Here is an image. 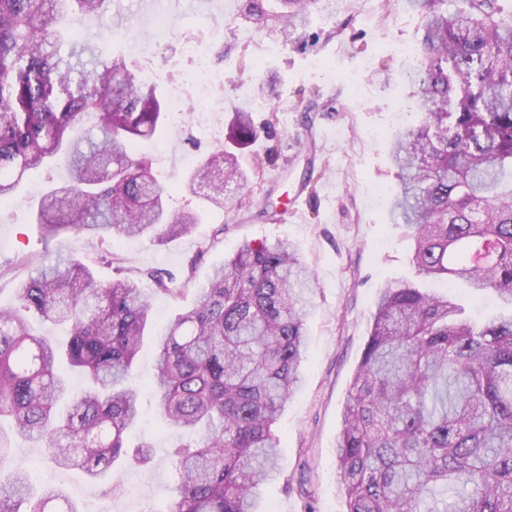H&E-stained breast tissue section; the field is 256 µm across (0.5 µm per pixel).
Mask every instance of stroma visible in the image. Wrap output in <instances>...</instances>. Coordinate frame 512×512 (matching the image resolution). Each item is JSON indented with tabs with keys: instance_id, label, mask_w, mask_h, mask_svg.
I'll use <instances>...</instances> for the list:
<instances>
[{
	"instance_id": "obj_1",
	"label": "stroma",
	"mask_w": 512,
	"mask_h": 512,
	"mask_svg": "<svg viewBox=\"0 0 512 512\" xmlns=\"http://www.w3.org/2000/svg\"><path fill=\"white\" fill-rule=\"evenodd\" d=\"M169 34L155 37L151 15L138 0H118L111 11L76 20L70 35L95 31L109 56L126 59L161 92L184 90L182 108L192 115L210 108L217 134L192 123L163 125L137 150L153 162L171 189L170 207L204 215L186 236L158 243L150 238L112 240L111 267L101 280H127L150 298L153 323L164 326L190 306L197 288L247 240L292 241L313 267L318 289L306 319V357L301 383L275 429L281 439L276 476L261 489L262 512H346L336 470V440L354 371L370 334L381 286L413 278L410 242L391 222L376 192L393 195L396 171L383 132L404 119L420 120L412 88L404 83L393 48L417 43L421 19L404 0H336L325 11L317 0L298 38L265 55L266 30L244 19L241 0H163ZM192 38L214 45L224 59L222 82L207 100L189 92L192 62L179 46ZM324 60L335 78L315 66ZM265 94H258V87ZM247 111L262 133L239 152L245 188L229 185L223 209H210L201 191L183 186L203 155L223 142L236 111ZM274 127H267L270 114ZM67 178L64 165L40 169L13 204H0V309L16 304L21 262L26 257L74 249L95 258L99 247L70 236L44 241L32 222L35 195ZM170 279L172 292L158 290L155 276ZM177 434L164 429L150 401H143L132 445L149 444V466H115L99 488L75 470L57 468L41 449L15 439L9 455L38 474L40 484L59 488L75 503L112 512H164L175 482L168 451Z\"/></svg>"
}]
</instances>
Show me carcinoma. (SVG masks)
Returning a JSON list of instances; mask_svg holds the SVG:
<instances>
[{"mask_svg":"<svg viewBox=\"0 0 512 512\" xmlns=\"http://www.w3.org/2000/svg\"><path fill=\"white\" fill-rule=\"evenodd\" d=\"M244 0L242 12L288 42L312 0ZM110 0H0V201L55 159L68 180L41 195L35 221L53 240L185 236L195 212L169 193L136 140L167 119L156 88L100 46L64 39L61 23L99 15ZM421 13L416 126L390 134L399 190L394 224L412 241L419 278L490 292L501 309L476 322L448 294L412 281L380 289L347 395L336 451L347 512H512V0H406ZM235 112L229 148L190 174L209 205L240 182L236 151L260 135ZM316 277L292 244L245 242L214 269L191 306L154 336L149 387L169 428L190 438L169 454L176 484L167 512H258L278 466L273 426L295 394ZM19 306L0 310V512H80L9 462L10 436L98 483L112 466L144 464L130 450L140 392L129 383L151 324L149 297L102 282L76 250L33 264ZM69 327L58 342L30 314ZM84 373L75 392L58 372Z\"/></svg>","mask_w":512,"mask_h":512,"instance_id":"obj_1","label":"carcinoma"}]
</instances>
